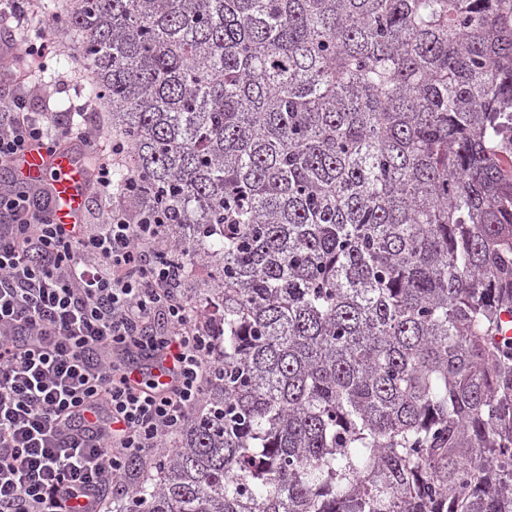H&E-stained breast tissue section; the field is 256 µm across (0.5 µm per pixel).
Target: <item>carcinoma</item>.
<instances>
[{
  "instance_id": "1",
  "label": "carcinoma",
  "mask_w": 512,
  "mask_h": 512,
  "mask_svg": "<svg viewBox=\"0 0 512 512\" xmlns=\"http://www.w3.org/2000/svg\"><path fill=\"white\" fill-rule=\"evenodd\" d=\"M222 370L129 512H512V0H43Z\"/></svg>"
}]
</instances>
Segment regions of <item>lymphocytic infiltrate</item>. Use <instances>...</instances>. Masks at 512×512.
Returning <instances> with one entry per match:
<instances>
[{
	"label": "lymphocytic infiltrate",
	"mask_w": 512,
	"mask_h": 512,
	"mask_svg": "<svg viewBox=\"0 0 512 512\" xmlns=\"http://www.w3.org/2000/svg\"><path fill=\"white\" fill-rule=\"evenodd\" d=\"M71 136L14 99L0 110V163ZM165 232L119 205L94 229L55 224L29 192L0 188V512H105L106 487L199 403L217 351ZM132 353L164 362L165 380L133 379L120 365Z\"/></svg>",
	"instance_id": "obj_1"
}]
</instances>
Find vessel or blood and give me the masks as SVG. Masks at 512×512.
I'll list each match as a JSON object with an SVG mask.
<instances>
[{"instance_id": "vessel-or-blood-1", "label": "vessel or blood", "mask_w": 512, "mask_h": 512, "mask_svg": "<svg viewBox=\"0 0 512 512\" xmlns=\"http://www.w3.org/2000/svg\"><path fill=\"white\" fill-rule=\"evenodd\" d=\"M92 159V154L80 147L51 152L31 148L17 155L12 165L23 182L39 187L47 198L53 223L77 224L85 209Z\"/></svg>"}]
</instances>
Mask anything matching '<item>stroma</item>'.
<instances>
[{
	"label": "stroma",
	"instance_id": "obj_1",
	"mask_svg": "<svg viewBox=\"0 0 512 512\" xmlns=\"http://www.w3.org/2000/svg\"><path fill=\"white\" fill-rule=\"evenodd\" d=\"M21 35L14 22H0V103L23 98L28 111L45 117L52 129L80 120L82 131L95 142L96 153L110 152L111 138L83 81L60 63L59 53L29 61Z\"/></svg>",
	"mask_w": 512,
	"mask_h": 512
}]
</instances>
